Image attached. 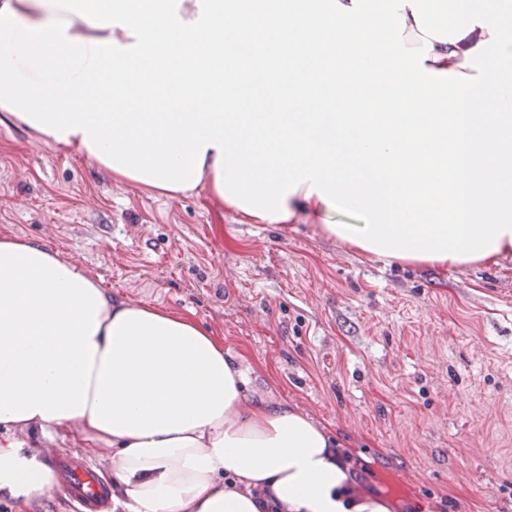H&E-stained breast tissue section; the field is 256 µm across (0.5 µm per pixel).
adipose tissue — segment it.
Listing matches in <instances>:
<instances>
[{
  "label": "adipose tissue",
  "mask_w": 512,
  "mask_h": 512,
  "mask_svg": "<svg viewBox=\"0 0 512 512\" xmlns=\"http://www.w3.org/2000/svg\"><path fill=\"white\" fill-rule=\"evenodd\" d=\"M455 17L393 0L404 66L319 83L313 34L358 41L379 27L373 0H0V124L119 183L206 188L242 224L307 215L388 263L497 266L512 258V82L493 71L512 65V29L481 0H456ZM448 86L454 111L422 109ZM257 88L264 111H240ZM479 97L487 111H471ZM250 385L192 315L114 297L46 244L0 235V497L15 512L59 485L25 430L111 448L130 512H262L261 494L279 512H387L354 491L322 425Z\"/></svg>",
  "instance_id": "1"
}]
</instances>
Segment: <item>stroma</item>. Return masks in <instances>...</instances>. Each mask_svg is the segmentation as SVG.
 <instances>
[{"label":"stroma","instance_id":"stroma-1","mask_svg":"<svg viewBox=\"0 0 512 512\" xmlns=\"http://www.w3.org/2000/svg\"><path fill=\"white\" fill-rule=\"evenodd\" d=\"M0 233L43 242L133 303L193 313L254 368L255 394L312 413L395 512H512V260L384 265L313 220L242 224L199 188L112 182L0 125ZM55 471L111 451L49 445Z\"/></svg>","mask_w":512,"mask_h":512}]
</instances>
